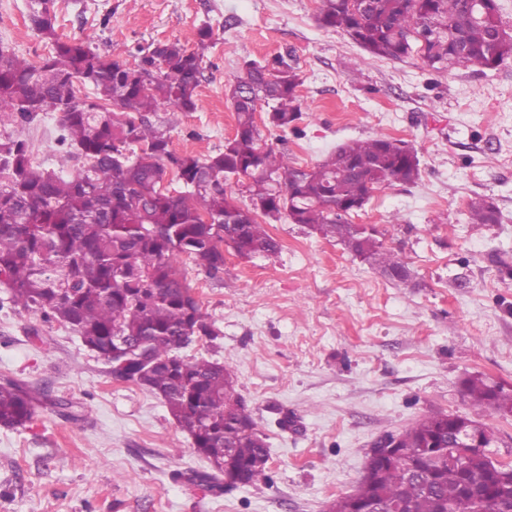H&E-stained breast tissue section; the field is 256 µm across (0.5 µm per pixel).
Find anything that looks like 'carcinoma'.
<instances>
[{
	"mask_svg": "<svg viewBox=\"0 0 512 512\" xmlns=\"http://www.w3.org/2000/svg\"><path fill=\"white\" fill-rule=\"evenodd\" d=\"M318 21L342 30L365 51L390 60L417 54L442 71L495 68L512 57V34L495 0H319ZM32 27L52 43L34 64L0 47V274L9 301L41 312L77 333L84 346L112 361L114 336L146 341L154 359L130 380L159 396L176 424L193 439L211 471L193 475L216 492L223 485L268 484V448L236 389L231 370L180 351L191 337L216 331L178 268L224 267V247L241 258L272 257L279 242L264 225L288 219L349 244L347 221L374 190L413 184L420 162L405 141L379 134L338 146L306 169L288 163L256 122L259 103L271 106L267 124L299 132L298 87L290 51L243 63L230 85L234 135L224 150L199 158L171 148L172 120L196 109L204 50L213 37L199 28L197 48L155 44L132 60L111 59L86 40H63L54 27V0H32ZM93 87L92 95L82 88ZM164 108L168 118L151 116ZM40 112L58 113L59 142L88 164L65 177L32 164L23 126ZM179 190H161L167 172ZM235 180L247 204L228 196ZM472 224H496L486 198L469 203ZM367 262L404 283L410 270L374 236L360 245ZM477 409L512 415V392L480 375L463 380ZM44 394L22 380L0 381V425L29 422ZM470 422L434 413L397 434L403 453L363 476L357 497L380 512H512V465L494 478L488 432L484 447L459 446L454 434ZM452 441L451 460L423 453L433 438Z\"/></svg>",
	"mask_w": 512,
	"mask_h": 512,
	"instance_id": "1",
	"label": "carcinoma"
}]
</instances>
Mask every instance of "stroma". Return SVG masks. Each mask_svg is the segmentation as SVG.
Masks as SVG:
<instances>
[{
    "label": "stroma",
    "mask_w": 512,
    "mask_h": 512,
    "mask_svg": "<svg viewBox=\"0 0 512 512\" xmlns=\"http://www.w3.org/2000/svg\"><path fill=\"white\" fill-rule=\"evenodd\" d=\"M30 0H0V45L29 61L49 55ZM318 0H55L56 32L124 60L159 42L204 53L197 108L171 146L205 158L235 131L230 84L247 59L293 50L304 80L298 132L264 135L290 164L311 167L338 145L378 134L420 159L412 185L374 193L353 222L371 224L411 270L405 283L334 238L282 220L280 252L244 260L224 251L208 273L180 266L217 330L185 359L224 363L266 437L271 484L222 494L189 480L209 470L163 401L114 377L78 334L14 307L0 288V379L45 391L25 426H0V512H326L362 478L373 443L432 413L467 416L512 462V416L474 410L461 392L479 374L512 389V58L440 72L418 56L364 51L320 27ZM24 135L35 165L71 176L84 158L58 142L53 112ZM492 199L501 221L472 224L467 206Z\"/></svg>",
    "instance_id": "stroma-1"
}]
</instances>
